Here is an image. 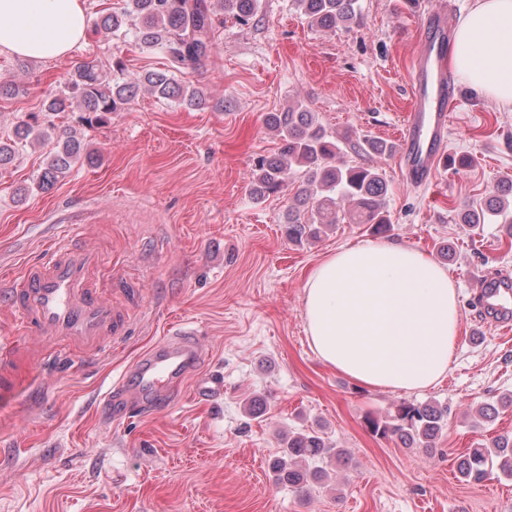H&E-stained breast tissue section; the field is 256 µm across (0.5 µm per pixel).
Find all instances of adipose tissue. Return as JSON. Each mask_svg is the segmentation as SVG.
Returning <instances> with one entry per match:
<instances>
[{
  "label": "adipose tissue",
  "instance_id": "ef3b65f1",
  "mask_svg": "<svg viewBox=\"0 0 512 512\" xmlns=\"http://www.w3.org/2000/svg\"><path fill=\"white\" fill-rule=\"evenodd\" d=\"M87 35V0H0V54L60 60ZM449 64L478 93L512 106V0H473ZM304 316L323 365L395 392L440 382L459 328L447 270L393 242L342 247L319 262L305 282Z\"/></svg>",
  "mask_w": 512,
  "mask_h": 512
}]
</instances>
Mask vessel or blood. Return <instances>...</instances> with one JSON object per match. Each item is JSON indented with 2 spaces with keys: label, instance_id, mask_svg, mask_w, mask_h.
<instances>
[{
  "label": "vessel or blood",
  "instance_id": "obj_1",
  "mask_svg": "<svg viewBox=\"0 0 512 512\" xmlns=\"http://www.w3.org/2000/svg\"><path fill=\"white\" fill-rule=\"evenodd\" d=\"M423 26L421 45L412 60L409 104L398 148L402 179L420 188L429 186L446 155L451 116L458 104L448 74L447 7L426 11ZM77 233V225H64L52 241L48 258L27 265L11 280L8 301L23 333L74 340L95 353L103 337L122 334L128 319L98 295L92 274L102 260L95 251L73 249L71 240ZM473 303L475 316L484 325L512 329V275L479 277ZM201 362L202 350L195 337L184 332L163 337L113 382L102 398L101 417L108 420L166 406L186 383L196 397L221 398L223 372L201 371ZM35 381L32 373L19 377L8 351L0 346V409Z\"/></svg>",
  "mask_w": 512,
  "mask_h": 512
}]
</instances>
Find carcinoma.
Instances as JSON below:
<instances>
[{
  "instance_id": "obj_1",
  "label": "carcinoma",
  "mask_w": 512,
  "mask_h": 512,
  "mask_svg": "<svg viewBox=\"0 0 512 512\" xmlns=\"http://www.w3.org/2000/svg\"><path fill=\"white\" fill-rule=\"evenodd\" d=\"M290 8L310 27L334 31L359 22L358 0H290ZM261 0H121V6L100 14L93 30L115 40L131 38L148 50H160L168 58L167 71H147L136 82L121 81L104 74L92 61L78 63L64 86L48 96L43 116L61 112L82 113L90 128L108 123L110 115L127 109L139 90L174 102L189 110L207 105L204 91L176 79V74L209 58L214 46L217 13L248 26L257 17ZM39 116L29 113L16 122L12 136L0 139V168L13 162L30 140H49L54 128L44 129ZM264 125L278 141L277 152L257 158L251 192L257 199L296 187L294 204L288 207L282 225L285 238L304 245L321 238L334 224H367L382 236L389 231L386 197L388 184L380 170L344 159L347 150L385 156L393 146L381 139L363 138L344 146L300 100L282 112H270ZM91 161L82 142L62 135L46 156L36 187L52 189L76 165ZM512 196V179L501 181L495 194L480 209L459 211L461 223L477 227L486 215L503 212ZM366 427L373 436L397 439L403 445L433 448L448 426V404L439 401H401L384 416H368ZM283 455L272 462L277 480L299 492L309 490L329 476V469L348 463V451L331 446L315 429L292 432L282 440ZM459 473L468 483L479 484L497 470L512 476V437L501 436L491 446L481 443L463 455Z\"/></svg>"
}]
</instances>
